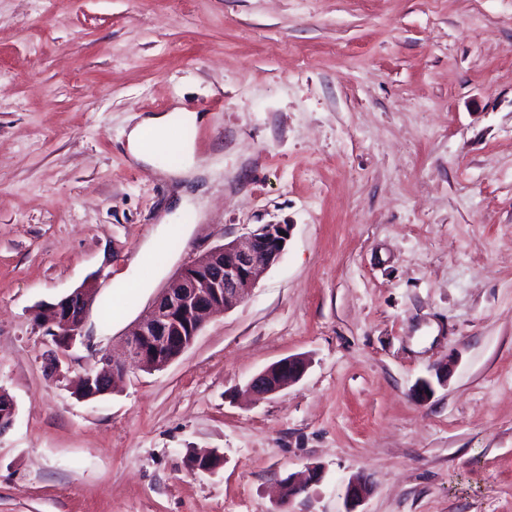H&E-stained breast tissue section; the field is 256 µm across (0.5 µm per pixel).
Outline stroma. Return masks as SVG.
Wrapping results in <instances>:
<instances>
[{
  "instance_id": "35a3bbf8",
  "label": "stroma",
  "mask_w": 512,
  "mask_h": 512,
  "mask_svg": "<svg viewBox=\"0 0 512 512\" xmlns=\"http://www.w3.org/2000/svg\"><path fill=\"white\" fill-rule=\"evenodd\" d=\"M177 107L215 170L170 236L179 185L126 132ZM277 223L180 357L76 398L184 264ZM90 279L91 343L59 348L36 310ZM0 390V512H272L312 465L287 512H344L354 477L361 512H512V0H0ZM307 369V362L300 356L284 358L257 374L248 384L258 397L278 393L297 383ZM322 479V473L319 467H312L308 470V476L305 479H294L288 477V481L282 483V494L275 503L272 512H284L288 503L296 496L307 493L309 489L318 484Z\"/></svg>"
}]
</instances>
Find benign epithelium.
I'll use <instances>...</instances> for the list:
<instances>
[{
  "mask_svg": "<svg viewBox=\"0 0 512 512\" xmlns=\"http://www.w3.org/2000/svg\"><path fill=\"white\" fill-rule=\"evenodd\" d=\"M290 224H264L253 233L228 241L201 254L182 267L157 297L149 314L135 325L124 342L125 358H101L103 367L84 375L86 387L77 398L92 400L110 392L115 380L131 367L160 369L181 356L194 342L205 322L244 300L255 288L259 275L277 264L291 237ZM96 292L88 284L74 290L38 312L46 333L60 347L69 348L83 338L87 310ZM307 369L300 356L284 358L257 374L248 384L258 397L278 393L297 383ZM6 414L0 417V432L10 427L16 404L0 395ZM322 479L320 468L312 467L304 479L288 477L272 512H285L288 503L306 493ZM365 489L361 483L347 484L345 512H357Z\"/></svg>",
  "mask_w": 512,
  "mask_h": 512,
  "instance_id": "obj_1",
  "label": "benign epithelium"
}]
</instances>
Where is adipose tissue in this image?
Instances as JSON below:
<instances>
[{
	"label": "adipose tissue",
	"mask_w": 512,
	"mask_h": 512,
	"mask_svg": "<svg viewBox=\"0 0 512 512\" xmlns=\"http://www.w3.org/2000/svg\"><path fill=\"white\" fill-rule=\"evenodd\" d=\"M184 120L179 109L143 119L127 136L131 157L138 162L165 163L167 172L176 176L195 173L199 162L193 143L178 134Z\"/></svg>",
	"instance_id": "adipose-tissue-1"
}]
</instances>
